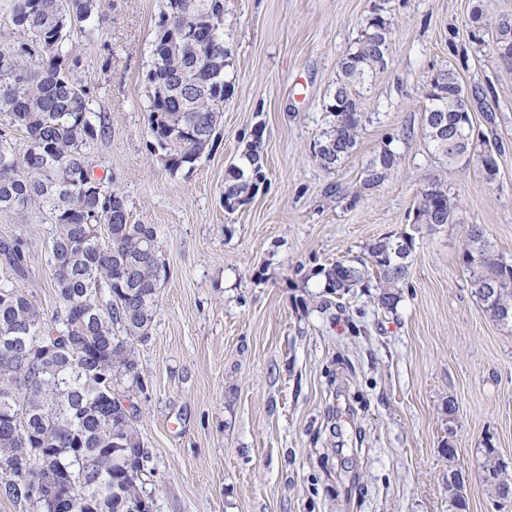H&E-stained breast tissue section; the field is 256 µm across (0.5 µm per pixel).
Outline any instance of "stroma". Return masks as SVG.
Here are the masks:
<instances>
[{"label":"stroma","mask_w":512,"mask_h":512,"mask_svg":"<svg viewBox=\"0 0 512 512\" xmlns=\"http://www.w3.org/2000/svg\"><path fill=\"white\" fill-rule=\"evenodd\" d=\"M374 0H224L231 83L211 154L170 171L147 149L149 89L164 0H100L91 36H72L78 77L109 133L96 173L123 193L131 220L154 225L168 276L135 355L130 399L149 452L155 512H451L448 473L468 476L467 512H512L479 482L481 450L512 457V327L471 293L462 261L481 225L512 261V66L472 35V0H391L389 59L362 100L356 151L333 170L312 149L341 55ZM454 70L477 131L501 146L487 181L478 161L448 166L421 129L427 84ZM497 115L488 125L484 112ZM264 131L266 182L224 208V182L252 131ZM395 172L371 192L362 170L385 138ZM439 175L458 223L422 229L396 312L376 287L321 311L310 271L410 224ZM44 213L0 212V241L22 239L26 276L0 279L46 315L59 307ZM455 456H448L447 445Z\"/></svg>","instance_id":"1"}]
</instances>
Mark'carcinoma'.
Returning <instances> with one entry per match:
<instances>
[{
  "label": "carcinoma",
  "instance_id": "1",
  "mask_svg": "<svg viewBox=\"0 0 512 512\" xmlns=\"http://www.w3.org/2000/svg\"><path fill=\"white\" fill-rule=\"evenodd\" d=\"M98 0H9L15 38L0 43V121L26 134L29 145L18 156L0 131V211L23 217L38 207L54 224L50 255L61 314H46L11 281L0 282V482L6 495L30 501L25 448L45 455L41 469L46 498L40 512H139L149 456L136 424L134 408L123 412L125 398L115 384L126 378L142 382L132 345L148 338L166 279L158 234L151 224H133L125 198L95 175L89 162L93 146L108 133L106 116L90 108L92 91L77 79L80 58L65 50L75 31L90 34L98 17ZM389 0H377L361 34L342 55L327 110L334 117L321 137L343 143L333 154L313 153L326 169L350 158L363 119L362 90L385 68L390 45ZM473 34L487 45H512V15L489 23L485 0H473L469 13ZM224 36V0H166L154 39L149 84L148 150L176 172L193 164L217 143V126L230 82V50L210 63L215 36ZM423 116L429 145L448 163L488 146L475 137L467 111L469 96L456 72L435 75ZM397 163L387 140L363 171V189L384 183ZM238 176L229 197L245 204L267 180L263 131L254 130L233 165ZM456 208L443 184L429 181L418 193L413 226L452 224ZM107 228L102 241L98 226ZM463 252L472 293L490 317L499 304L512 308V263L497 257L479 225L468 231ZM407 231L384 237L363 249L314 270L333 299L378 280V305L392 312L396 288L408 273L415 249ZM0 256L18 275L25 273L21 240L0 241ZM495 282L499 295H485ZM41 363L43 378L30 372ZM81 450L75 471L86 496L71 501L57 490V455Z\"/></svg>",
  "mask_w": 512,
  "mask_h": 512
}]
</instances>
